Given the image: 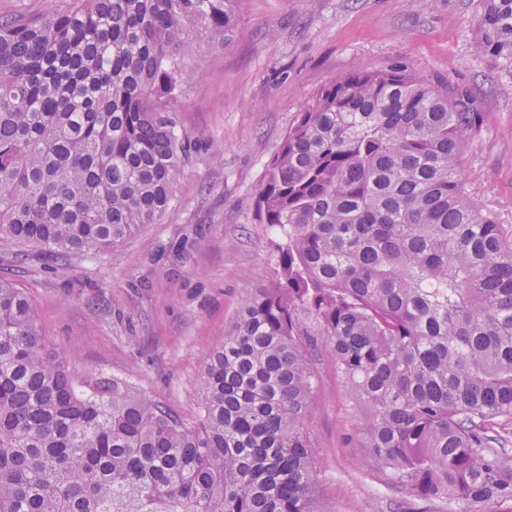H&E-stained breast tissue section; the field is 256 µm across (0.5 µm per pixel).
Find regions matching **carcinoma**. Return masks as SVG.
Returning <instances> with one entry per match:
<instances>
[{"instance_id":"carcinoma-1","label":"carcinoma","mask_w":512,"mask_h":512,"mask_svg":"<svg viewBox=\"0 0 512 512\" xmlns=\"http://www.w3.org/2000/svg\"><path fill=\"white\" fill-rule=\"evenodd\" d=\"M242 0H68L0 21V245L15 262L115 252L170 209L196 143L178 112L198 41ZM480 54L512 66V0H480ZM470 95L360 69L297 113L260 220L280 281L202 359L185 422L79 378L0 280V512H331L305 431L316 319L359 434L393 483L450 512H512V246L465 186Z\"/></svg>"}]
</instances>
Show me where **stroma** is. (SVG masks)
<instances>
[{"instance_id": "35a3bbf8", "label": "stroma", "mask_w": 512, "mask_h": 512, "mask_svg": "<svg viewBox=\"0 0 512 512\" xmlns=\"http://www.w3.org/2000/svg\"><path fill=\"white\" fill-rule=\"evenodd\" d=\"M478 0H242L224 47L199 42L187 62L180 124L199 149L174 201L110 256L0 266L26 288L45 336L80 375L115 378L187 420L200 414L203 356L244 301L277 283L282 238L257 218L267 165L296 115L359 68H403L464 89L488 120L465 157L466 188L512 241V67L475 47ZM299 317L316 396L307 432L334 512H449L411 501L358 433L362 408L309 312Z\"/></svg>"}]
</instances>
